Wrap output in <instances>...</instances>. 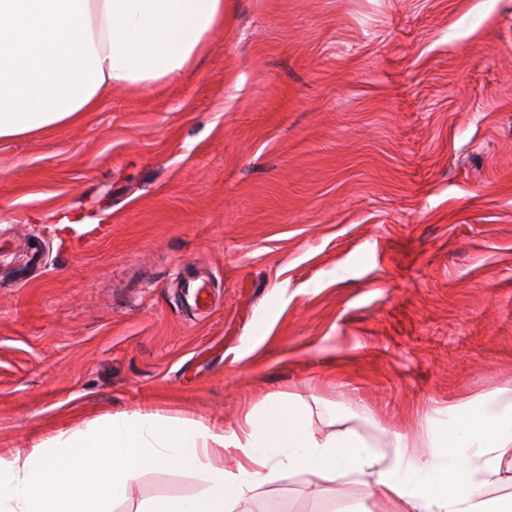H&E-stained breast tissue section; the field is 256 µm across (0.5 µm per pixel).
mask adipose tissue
I'll return each mask as SVG.
<instances>
[{
	"label": "adipose tissue",
	"mask_w": 512,
	"mask_h": 512,
	"mask_svg": "<svg viewBox=\"0 0 512 512\" xmlns=\"http://www.w3.org/2000/svg\"><path fill=\"white\" fill-rule=\"evenodd\" d=\"M223 28L224 0H0V141L66 129L113 88L191 72ZM324 406L292 395L248 412L236 429L156 413L93 420L29 452H1L0 512H114L140 473L160 467L204 487L143 512H238L262 486L297 473L317 487H374L390 512H512L511 495H488L512 471V389L438 411L416 439L369 441L339 413L334 431L318 436L313 411ZM419 443L422 458L411 453Z\"/></svg>",
	"instance_id": "ef3b65f1"
}]
</instances>
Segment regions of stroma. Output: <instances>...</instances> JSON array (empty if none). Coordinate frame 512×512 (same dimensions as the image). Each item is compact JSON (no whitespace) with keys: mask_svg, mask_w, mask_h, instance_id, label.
I'll return each mask as SVG.
<instances>
[{"mask_svg":"<svg viewBox=\"0 0 512 512\" xmlns=\"http://www.w3.org/2000/svg\"><path fill=\"white\" fill-rule=\"evenodd\" d=\"M503 387L512 0H229L193 73L0 142V448L291 394L412 436ZM202 488L147 470L115 512ZM388 509L300 473L239 512Z\"/></svg>","mask_w":512,"mask_h":512,"instance_id":"1","label":"stroma"}]
</instances>
